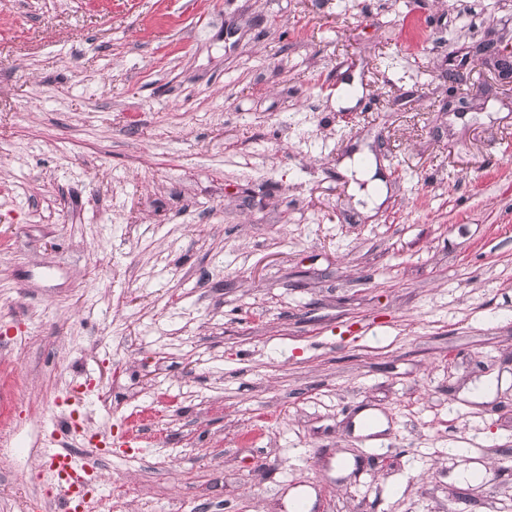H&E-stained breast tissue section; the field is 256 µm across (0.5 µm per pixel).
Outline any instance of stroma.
<instances>
[{"label": "stroma", "instance_id": "stroma-1", "mask_svg": "<svg viewBox=\"0 0 512 512\" xmlns=\"http://www.w3.org/2000/svg\"><path fill=\"white\" fill-rule=\"evenodd\" d=\"M489 41L512 0H0V512H57L53 414L112 512H512Z\"/></svg>", "mask_w": 512, "mask_h": 512}]
</instances>
